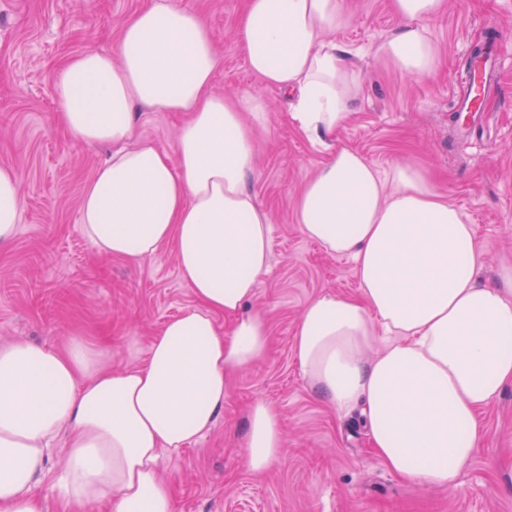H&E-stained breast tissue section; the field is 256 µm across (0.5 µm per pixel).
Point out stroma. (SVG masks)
Here are the masks:
<instances>
[{
    "label": "stroma",
    "mask_w": 512,
    "mask_h": 512,
    "mask_svg": "<svg viewBox=\"0 0 512 512\" xmlns=\"http://www.w3.org/2000/svg\"><path fill=\"white\" fill-rule=\"evenodd\" d=\"M145 0H0V165L15 168L23 209L15 238L0 245V342L62 345L73 331L120 366L129 343L140 352L194 301L170 246L130 262L103 255L80 220L83 189L111 152L76 143L56 122L57 66L86 49L111 50ZM202 13L224 54L215 87L261 92L270 104L256 133L250 183L273 227L272 263L258 279L254 309L270 324L266 358L236 376L224 411L179 453L163 454L161 475L175 512H512V386L482 415L485 439L459 488L410 485L369 447L359 413L340 417L303 380L292 347L298 317L324 293L353 294L352 262L308 239L296 198L327 160L299 131L280 92L262 86L236 41L244 0H177ZM336 37L356 51L364 91L336 143L359 151L379 172L405 160L428 168L484 246L483 279L512 260V0H448L429 26L443 66L413 81L379 68L373 47L397 24L390 0H349ZM496 32L502 70L482 119L461 122L450 104L461 64L486 32ZM181 112H142L136 136L170 148ZM264 400L280 414L281 460L266 474L245 465L248 411Z\"/></svg>",
    "instance_id": "35a3bbf8"
}]
</instances>
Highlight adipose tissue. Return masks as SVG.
<instances>
[{
    "instance_id": "obj_1",
    "label": "adipose tissue",
    "mask_w": 512,
    "mask_h": 512,
    "mask_svg": "<svg viewBox=\"0 0 512 512\" xmlns=\"http://www.w3.org/2000/svg\"><path fill=\"white\" fill-rule=\"evenodd\" d=\"M397 27L375 45L384 68L419 80L441 51L428 26L446 0H391ZM347 0H245L236 38L248 69L289 97L318 143L351 117L364 86L337 31ZM224 57L199 12L153 0L124 23L112 52L86 50L55 74L57 122L111 157L80 202L83 231L107 256L140 262L172 246L195 303L165 323L146 360L122 369L74 336L60 348L0 344V512H174L159 473L214 424L237 373L262 361L270 327L252 310L270 265L272 224L247 180L269 104L213 88ZM188 116L172 149L134 137L137 111ZM22 212L18 175L0 165V243ZM296 221L327 252L350 257L353 296L325 294L297 321L303 379L337 414L360 410L369 445L409 484L455 489L484 438L481 411L512 385V264L480 278L483 245L425 168L387 175L348 147L303 187ZM230 320L229 329L216 323ZM62 441L65 465L47 462ZM255 473L282 457L278 412L252 404L244 441Z\"/></svg>"
}]
</instances>
